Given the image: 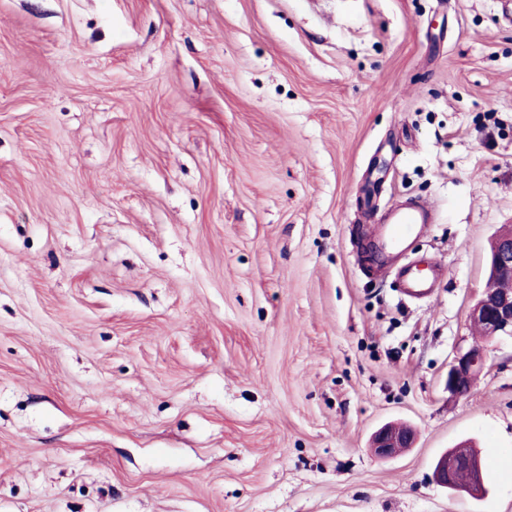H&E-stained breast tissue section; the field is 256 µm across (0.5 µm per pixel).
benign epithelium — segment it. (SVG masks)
<instances>
[{
    "label": "benign epithelium",
    "instance_id": "benign-epithelium-1",
    "mask_svg": "<svg viewBox=\"0 0 512 512\" xmlns=\"http://www.w3.org/2000/svg\"><path fill=\"white\" fill-rule=\"evenodd\" d=\"M471 321L489 339L512 338V231L496 236L491 242L489 277L486 288L470 311ZM488 355L481 347L459 351L448 366V392L463 397L469 394L475 377L483 370ZM414 441L412 430L396 425H384L371 436L370 449L381 459L396 456ZM468 476V483L458 481L460 474ZM433 480L450 491H465L472 495L486 489L487 475L482 458L477 452H463L453 448L438 458Z\"/></svg>",
    "mask_w": 512,
    "mask_h": 512
}]
</instances>
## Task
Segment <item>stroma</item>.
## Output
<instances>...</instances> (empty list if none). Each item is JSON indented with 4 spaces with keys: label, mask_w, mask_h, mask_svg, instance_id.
Masks as SVG:
<instances>
[{
    "label": "stroma",
    "mask_w": 512,
    "mask_h": 512,
    "mask_svg": "<svg viewBox=\"0 0 512 512\" xmlns=\"http://www.w3.org/2000/svg\"><path fill=\"white\" fill-rule=\"evenodd\" d=\"M501 2L0 0V512H512V338L469 320L512 230ZM411 197L416 302L360 253ZM464 440L476 496L432 479ZM488 355L481 347L459 351L448 366V392L463 397L469 394L475 377L483 370ZM413 441L412 430L396 425H384L372 434L370 449L378 458L389 459L402 449L410 448Z\"/></svg>",
    "instance_id": "35a3bbf8"
}]
</instances>
